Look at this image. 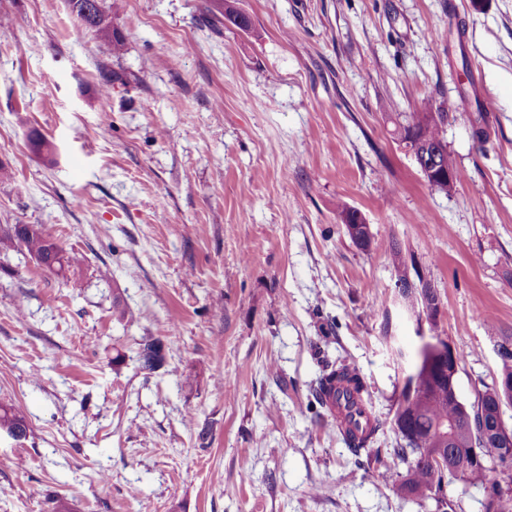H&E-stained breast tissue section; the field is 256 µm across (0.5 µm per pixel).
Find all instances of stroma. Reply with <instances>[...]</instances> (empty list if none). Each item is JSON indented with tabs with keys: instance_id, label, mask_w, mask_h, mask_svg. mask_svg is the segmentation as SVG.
I'll use <instances>...</instances> for the list:
<instances>
[{
	"instance_id": "obj_1",
	"label": "stroma",
	"mask_w": 512,
	"mask_h": 512,
	"mask_svg": "<svg viewBox=\"0 0 512 512\" xmlns=\"http://www.w3.org/2000/svg\"><path fill=\"white\" fill-rule=\"evenodd\" d=\"M111 3L117 56L66 0H0V228L82 258L57 276L0 252V402L30 428L0 431V512H439L395 491L420 340L391 250L436 288L473 402L512 336V0H235L247 31L210 25V0ZM469 80L491 136L443 125L464 174L445 192L403 117ZM145 336L169 349L155 372ZM334 362L387 424L361 465L310 394ZM138 357L142 369L155 372L165 362V346L159 338L153 336L142 337L139 343Z\"/></svg>"
}]
</instances>
